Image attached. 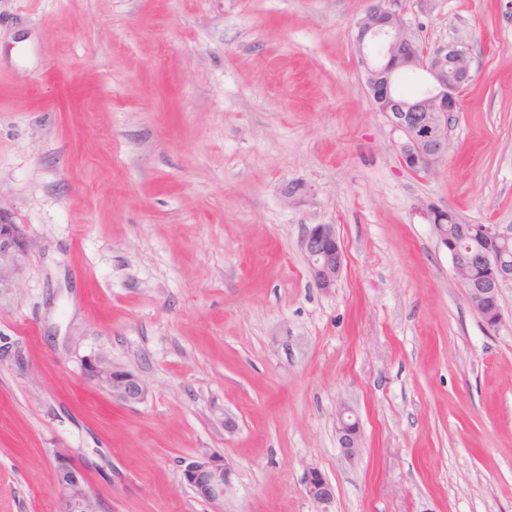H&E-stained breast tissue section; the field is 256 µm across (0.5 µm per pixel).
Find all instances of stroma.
<instances>
[{
  "instance_id": "35a3bbf8",
  "label": "stroma",
  "mask_w": 512,
  "mask_h": 512,
  "mask_svg": "<svg viewBox=\"0 0 512 512\" xmlns=\"http://www.w3.org/2000/svg\"><path fill=\"white\" fill-rule=\"evenodd\" d=\"M369 6L0 0V210L32 245L0 292V512H57L59 451L100 512H215L182 480L204 451L224 512H318L312 467L330 512H512V287L488 329L422 214L512 225V0H398L470 58L426 175L366 91ZM310 224L345 249L328 292ZM93 355L144 401L85 380ZM299 247L307 262L309 274L317 286L326 292L335 288L345 260L335 225L314 224L305 227ZM83 374L106 391L113 403L138 404L147 393V386L136 371L100 355L84 359ZM337 441L343 459L347 462H355L361 447V427L355 414L347 407H339L336 415ZM231 468L224 455L202 452L186 464L182 471L184 484L205 501L223 504L230 485ZM305 496L322 507L319 512H327V506L335 498V489L323 473L316 468H309L303 477Z\"/></svg>"
}]
</instances>
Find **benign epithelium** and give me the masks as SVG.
Wrapping results in <instances>:
<instances>
[{
  "label": "benign epithelium",
  "instance_id": "7a95c632",
  "mask_svg": "<svg viewBox=\"0 0 512 512\" xmlns=\"http://www.w3.org/2000/svg\"><path fill=\"white\" fill-rule=\"evenodd\" d=\"M396 0H375L357 23L363 35L354 46L366 73V87L378 111L385 114L393 130L402 135L398 145L401 165L413 173H429L448 152L449 127L461 111V94L472 79L466 51L455 44L427 49L407 32ZM424 73L428 80L422 90L409 97L397 92L398 76ZM424 216L432 224L440 245L448 251L452 271L464 284L467 298L493 313L486 322L490 329L504 323L501 305L503 289L512 286V259L505 250L512 245V225L485 224L480 243L471 242L475 226L460 224L455 236H448L438 214L428 208ZM300 250L308 271L318 287L328 292L336 287L343 266L344 250L333 224L304 228ZM31 244L20 225L0 210V291L14 287L16 276L25 266ZM85 378L102 388L121 405L143 401L147 386L134 370L100 356L83 361ZM337 441L343 459L354 462L361 451V427L349 407L342 405L336 415ZM54 492L59 512H99L83 469L66 453L56 455ZM231 468L224 455L202 452L186 464L183 483L205 501L222 504L230 485ZM305 496L327 512L335 489L323 473L310 468L303 477Z\"/></svg>",
  "mask_w": 512,
  "mask_h": 512
}]
</instances>
